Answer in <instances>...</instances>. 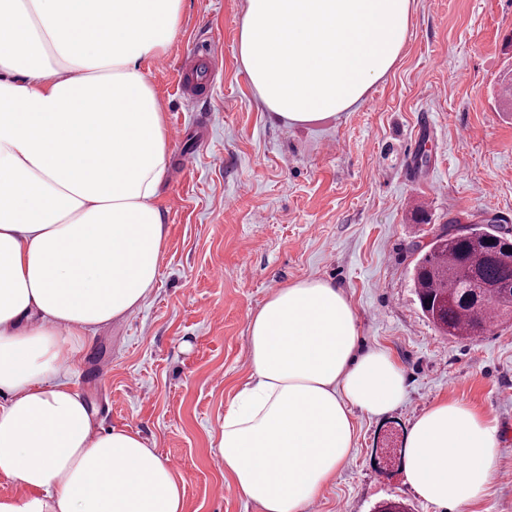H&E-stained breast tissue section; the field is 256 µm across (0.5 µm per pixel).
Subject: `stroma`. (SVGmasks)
Listing matches in <instances>:
<instances>
[{
	"label": "stroma",
	"mask_w": 512,
	"mask_h": 512,
	"mask_svg": "<svg viewBox=\"0 0 512 512\" xmlns=\"http://www.w3.org/2000/svg\"><path fill=\"white\" fill-rule=\"evenodd\" d=\"M244 0H185L180 30L144 68L168 128V226L158 282L141 309L99 328L72 383L106 429L154 443L185 483V512H257L217 457L224 408L248 379V322L274 290L336 282L362 342L388 350L407 396L355 413V456L306 512H375L400 500L440 512L406 484L403 446L439 399L497 429L495 476L459 512H512V315L482 336L441 335L413 285L420 249L448 221L500 216L512 231V0H414L399 62L366 97L304 126L271 122L237 61ZM224 46L209 102L179 90L185 60ZM223 276H216V269Z\"/></svg>",
	"instance_id": "35a3bbf8"
}]
</instances>
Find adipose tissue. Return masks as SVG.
Here are the masks:
<instances>
[{
    "label": "adipose tissue",
    "instance_id": "ef3b65f1",
    "mask_svg": "<svg viewBox=\"0 0 512 512\" xmlns=\"http://www.w3.org/2000/svg\"><path fill=\"white\" fill-rule=\"evenodd\" d=\"M414 0H245L237 60L270 117L328 119L400 60ZM183 0H0V512H184L183 479L141 433L98 428L72 387L98 326L139 310L167 232L156 203L169 133L142 67L179 29ZM252 374L216 437L259 512H305L352 456L354 412L405 394L384 350L360 347L343 288L308 278L248 323ZM496 429L443 399L412 424L405 473L457 512L495 475Z\"/></svg>",
    "mask_w": 512,
    "mask_h": 512
}]
</instances>
